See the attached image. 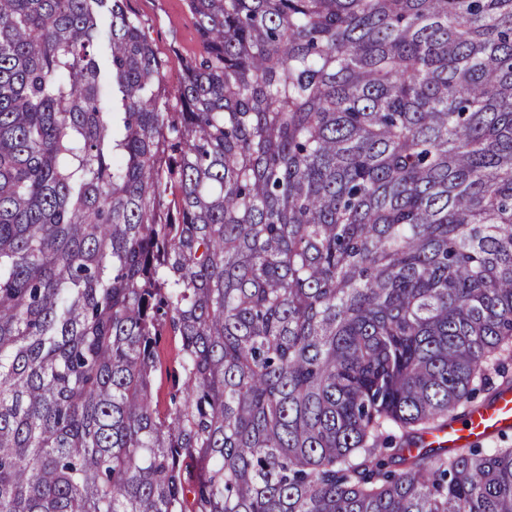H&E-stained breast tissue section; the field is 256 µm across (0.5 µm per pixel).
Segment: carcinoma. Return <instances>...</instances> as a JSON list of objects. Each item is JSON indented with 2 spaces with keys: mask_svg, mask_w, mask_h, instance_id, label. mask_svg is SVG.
<instances>
[{
  "mask_svg": "<svg viewBox=\"0 0 512 512\" xmlns=\"http://www.w3.org/2000/svg\"><path fill=\"white\" fill-rule=\"evenodd\" d=\"M185 6L0 0V512H512V0ZM184 0H133L155 43L170 57L169 86L176 85L182 59L198 53L199 42L193 17ZM173 49L176 52H173ZM512 427V389L504 390L497 398L474 411L464 425H448L442 431L426 436L431 448H458L470 441L485 440V448L512 446V431L508 438H493L500 430Z\"/></svg>",
  "mask_w": 512,
  "mask_h": 512,
  "instance_id": "cac0c4a2",
  "label": "carcinoma"
}]
</instances>
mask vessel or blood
<instances>
[{
  "instance_id": "b4317fda",
  "label": "vessel or blood",
  "mask_w": 512,
  "mask_h": 512,
  "mask_svg": "<svg viewBox=\"0 0 512 512\" xmlns=\"http://www.w3.org/2000/svg\"><path fill=\"white\" fill-rule=\"evenodd\" d=\"M512 427V389L474 411L464 425H449L447 429L427 435L432 447L458 448L474 440H486L500 430Z\"/></svg>"
}]
</instances>
